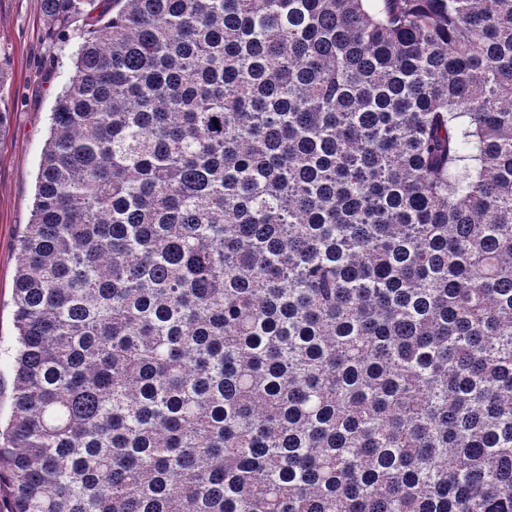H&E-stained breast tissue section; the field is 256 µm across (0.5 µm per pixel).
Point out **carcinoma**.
<instances>
[{
  "label": "carcinoma",
  "mask_w": 512,
  "mask_h": 512,
  "mask_svg": "<svg viewBox=\"0 0 512 512\" xmlns=\"http://www.w3.org/2000/svg\"><path fill=\"white\" fill-rule=\"evenodd\" d=\"M43 6L6 512H512V0Z\"/></svg>",
  "instance_id": "1"
}]
</instances>
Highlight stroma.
<instances>
[{
    "label": "stroma",
    "mask_w": 512,
    "mask_h": 512,
    "mask_svg": "<svg viewBox=\"0 0 512 512\" xmlns=\"http://www.w3.org/2000/svg\"><path fill=\"white\" fill-rule=\"evenodd\" d=\"M82 39H51L43 0H0V106L9 125L0 139V351L10 343L17 240L29 223L36 176L57 94Z\"/></svg>",
    "instance_id": "35a3bbf8"
}]
</instances>
